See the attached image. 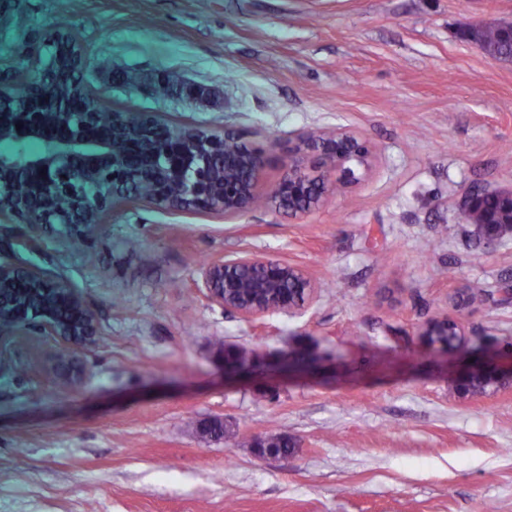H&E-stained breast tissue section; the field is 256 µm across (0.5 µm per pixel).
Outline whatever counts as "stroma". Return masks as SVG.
<instances>
[{
	"instance_id": "35a3bbf8",
	"label": "stroma",
	"mask_w": 512,
	"mask_h": 512,
	"mask_svg": "<svg viewBox=\"0 0 512 512\" xmlns=\"http://www.w3.org/2000/svg\"><path fill=\"white\" fill-rule=\"evenodd\" d=\"M0 15V65L72 28L108 109L229 128L265 150L264 185L303 133L353 131L374 155L302 219L141 202L77 253L1 225L0 252L66 275L101 336L76 383L53 371L54 340L12 339L0 512H512V386L458 390L512 362V240L481 253L460 217L470 186L512 187V63L460 23L512 21V0H0ZM160 80L193 92L155 99ZM247 253L304 269L313 301L224 311L203 268ZM468 290L484 303L459 311ZM444 315L460 343L422 345ZM224 345L262 369L225 373ZM214 418L229 442L204 435ZM279 433L294 452L260 456L253 437ZM418 336L427 346H439L452 349L461 339L462 327L458 318L444 316L428 319L420 328ZM440 336H448L450 342L439 340ZM457 336V337H456Z\"/></svg>"
}]
</instances>
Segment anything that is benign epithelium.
<instances>
[{
    "instance_id": "benign-epithelium-1",
    "label": "benign epithelium",
    "mask_w": 512,
    "mask_h": 512,
    "mask_svg": "<svg viewBox=\"0 0 512 512\" xmlns=\"http://www.w3.org/2000/svg\"><path fill=\"white\" fill-rule=\"evenodd\" d=\"M60 43L84 73L85 44L73 30L56 28L23 60L21 81H0V142L12 145L0 152V224H25L38 235L61 226L60 237L73 240L98 232L104 216L126 202L226 218L252 209L266 166L260 150L227 130L106 109L83 81L43 68L50 63L45 50ZM66 83L72 95L85 100V111L58 109L56 93ZM20 85L26 87L23 98L15 93ZM371 156L368 141L351 131L304 134L288 148L283 174L266 193L268 202L281 214L302 218L320 206L330 188L356 184L354 166L368 168ZM482 198V190H469L462 218ZM203 276L209 299L245 320L300 308L314 294L302 269L266 255L217 261ZM32 328L58 340L62 363L74 348L93 344L99 333L95 312L67 278L0 258V359L7 354L5 337ZM418 336L427 346L451 349L462 336L461 322L430 318ZM475 376L512 383V363L506 369L474 368L460 385L467 387Z\"/></svg>"
}]
</instances>
